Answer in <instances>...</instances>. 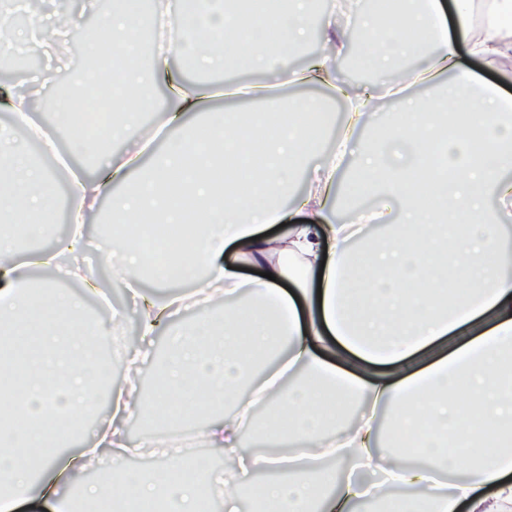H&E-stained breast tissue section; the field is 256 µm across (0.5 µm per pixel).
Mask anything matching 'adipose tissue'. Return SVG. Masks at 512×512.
<instances>
[{
    "label": "adipose tissue",
    "mask_w": 512,
    "mask_h": 512,
    "mask_svg": "<svg viewBox=\"0 0 512 512\" xmlns=\"http://www.w3.org/2000/svg\"><path fill=\"white\" fill-rule=\"evenodd\" d=\"M60 0L55 23L34 15L10 42L30 41L46 55L64 36L81 37L84 64L71 90L51 105L54 128L77 154L108 153L98 177L67 181L72 229L54 249L18 260L21 239L43 237L56 209L57 176L21 153L14 131L0 127V341L22 357L0 355V512L41 501L51 512H127L155 501L166 512H198L204 490L225 477L244 483L256 468L279 472L252 512H382L388 493L369 494L363 478L384 473L406 487L400 512H512V96L479 81L473 61L512 54V0H394L365 14L361 34L321 20L322 49L293 73L298 85L332 89L345 111L339 130L355 137L376 98L336 78V61L358 39L357 62L373 72L407 71L402 87L447 76L439 97H402L388 124L356 156L350 195L372 192L370 207L350 208L335 223L329 200L341 166L326 151L327 110L318 99L264 95L261 121L242 124L236 110L208 109V92L182 80L173 57L189 56L202 72L288 69L306 43L311 0H180L165 46L143 53L152 17L138 0H112L100 30L89 32ZM117 61L114 110L104 137H71L76 100L96 72L104 46ZM165 86L171 103L152 95ZM161 112L159 129L180 136L152 167L142 165L152 137L143 114ZM307 168V188L294 177ZM120 193H112V186ZM112 198L105 266L121 279L150 269L164 284L196 282L215 311L177 328L149 394L125 382L112 393V421L94 447L81 448L84 418L96 415L99 349L110 329L61 289L84 279V228L104 196ZM293 200L294 210L284 209ZM307 223L291 224L293 213ZM289 223L287 234L268 225ZM131 224L168 225L166 263L150 258ZM368 224L384 229L370 252L352 242ZM258 271L245 278L241 264ZM57 279L29 288L32 266ZM65 408L42 413L44 401ZM273 403L263 419L255 409ZM172 407L209 414L203 439L232 463L223 474L196 456L166 455L163 465L129 470L122 421ZM37 419L13 428L9 415ZM263 452L239 453L243 429ZM110 448L118 457L95 483L83 474ZM350 461L355 478L337 481L329 462Z\"/></svg>",
    "instance_id": "adipose-tissue-1"
}]
</instances>
